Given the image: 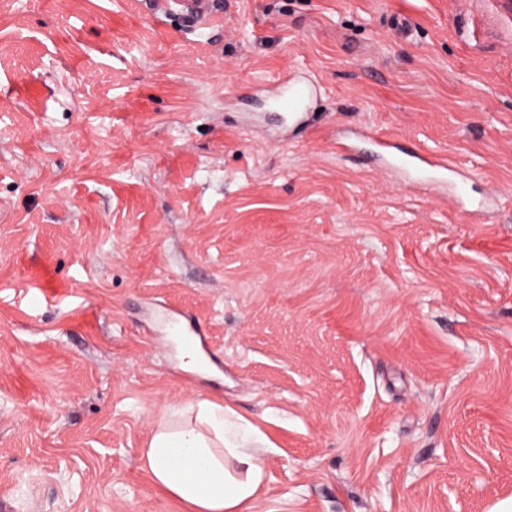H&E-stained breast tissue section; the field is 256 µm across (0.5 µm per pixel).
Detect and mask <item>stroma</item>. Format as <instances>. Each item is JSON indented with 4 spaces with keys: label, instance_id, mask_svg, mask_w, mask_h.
<instances>
[{
    "label": "stroma",
    "instance_id": "obj_1",
    "mask_svg": "<svg viewBox=\"0 0 512 512\" xmlns=\"http://www.w3.org/2000/svg\"><path fill=\"white\" fill-rule=\"evenodd\" d=\"M199 398L252 512L512 497V0H0V512H188L142 449ZM405 157L401 158V163L411 169L419 171H452L451 164L446 159L441 161H431L416 152H406Z\"/></svg>",
    "mask_w": 512,
    "mask_h": 512
}]
</instances>
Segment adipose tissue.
Instances as JSON below:
<instances>
[{
    "label": "adipose tissue",
    "instance_id": "ef3b65f1",
    "mask_svg": "<svg viewBox=\"0 0 512 512\" xmlns=\"http://www.w3.org/2000/svg\"><path fill=\"white\" fill-rule=\"evenodd\" d=\"M261 436L203 398L161 420L143 455L153 484L190 512H249L264 478Z\"/></svg>",
    "mask_w": 512,
    "mask_h": 512
}]
</instances>
